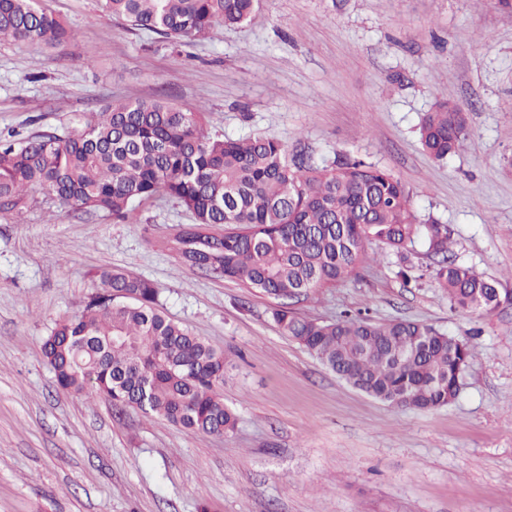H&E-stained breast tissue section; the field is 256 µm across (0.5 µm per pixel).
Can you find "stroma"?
Masks as SVG:
<instances>
[{"mask_svg": "<svg viewBox=\"0 0 512 512\" xmlns=\"http://www.w3.org/2000/svg\"><path fill=\"white\" fill-rule=\"evenodd\" d=\"M75 32L58 49L0 42V132L59 129L115 97L204 112L226 136H267L309 164L391 172L456 260L501 282L485 316L429 278L422 243L370 258L302 317L363 310L468 341L457 398L400 409L351 387L272 317L273 299L184 266L165 248L192 216L161 196L134 224L34 190L0 214V512H512V10L497 0H261L252 20L188 43L133 30L98 0H43ZM464 148L429 157L419 128L441 100ZM153 282L167 317L222 350L223 436L58 388L42 354L97 271Z\"/></svg>", "mask_w": 512, "mask_h": 512, "instance_id": "35a3bbf8", "label": "stroma"}]
</instances>
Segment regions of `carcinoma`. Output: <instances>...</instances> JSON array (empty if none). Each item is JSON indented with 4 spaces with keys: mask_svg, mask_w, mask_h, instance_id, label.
<instances>
[{
    "mask_svg": "<svg viewBox=\"0 0 512 512\" xmlns=\"http://www.w3.org/2000/svg\"><path fill=\"white\" fill-rule=\"evenodd\" d=\"M260 0H101L133 28L192 41L215 25L249 21ZM75 38L42 0H0V40L61 47ZM468 137L464 113L438 102L420 126L423 149L442 160ZM50 189L61 205L130 223L159 196L177 200L194 223L172 241L184 265L239 281L277 301L273 318L326 368L398 408L452 402L469 345L409 320L372 322L346 313L334 322L298 316L308 300L368 259L366 244L401 249L417 240L439 257L432 270L452 305L489 314L498 282L452 259L448 228L420 224L411 197L390 172L353 161L309 165L274 138L236 139L205 127L204 113L168 101H114L74 116L60 134L0 135V212L23 215L28 190ZM222 224L224 236L208 232ZM158 288L123 270L99 275L82 311L61 320L43 344L57 385L188 430L224 435L236 424L218 387L224 352L157 308Z\"/></svg>",
    "mask_w": 512,
    "mask_h": 512,
    "instance_id": "carcinoma-1",
    "label": "carcinoma"
}]
</instances>
